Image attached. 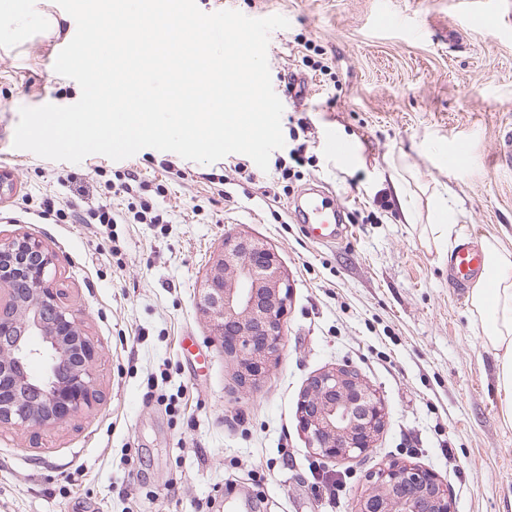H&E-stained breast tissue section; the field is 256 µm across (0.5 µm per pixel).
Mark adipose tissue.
<instances>
[{"mask_svg": "<svg viewBox=\"0 0 512 512\" xmlns=\"http://www.w3.org/2000/svg\"><path fill=\"white\" fill-rule=\"evenodd\" d=\"M482 250L492 262L494 275L473 289L471 302L488 343L497 352V386L504 396L502 414L512 424V251L491 240L483 242Z\"/></svg>", "mask_w": 512, "mask_h": 512, "instance_id": "obj_1", "label": "adipose tissue"}]
</instances>
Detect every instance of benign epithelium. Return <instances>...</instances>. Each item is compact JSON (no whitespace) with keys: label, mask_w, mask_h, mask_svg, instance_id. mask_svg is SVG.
I'll use <instances>...</instances> for the list:
<instances>
[{"label":"benign epithelium","mask_w":512,"mask_h":512,"mask_svg":"<svg viewBox=\"0 0 512 512\" xmlns=\"http://www.w3.org/2000/svg\"><path fill=\"white\" fill-rule=\"evenodd\" d=\"M54 256L25 234L0 240V426L46 428L90 408L97 351L50 287ZM291 285L275 252L258 238L226 236L199 286L198 312L236 366L241 387L258 386L283 348ZM42 347L34 349L30 338ZM44 363L39 376L27 364ZM308 447L321 459L366 454L384 429L379 391L348 365L313 375L299 402ZM356 512H454L448 486L420 465L393 463L367 475Z\"/></svg>","instance_id":"obj_1"}]
</instances>
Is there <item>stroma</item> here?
I'll use <instances>...</instances> for the list:
<instances>
[{"instance_id": "1", "label": "stroma", "mask_w": 512, "mask_h": 512, "mask_svg": "<svg viewBox=\"0 0 512 512\" xmlns=\"http://www.w3.org/2000/svg\"><path fill=\"white\" fill-rule=\"evenodd\" d=\"M207 13L286 17L267 51L272 86L288 100L287 179L249 164H201L153 148L115 161H53L14 148L20 107L67 106L78 83L56 54L76 23L56 0L0 11V238L26 233L56 254L53 286L98 349L97 397L49 429L0 427V512H355L364 476L400 460L433 470L455 512H512V426L501 414L497 354L469 293L448 284L457 244L512 250V169L495 147L512 128V0L465 12L453 0H197ZM458 32L460 43L448 41ZM315 49L330 75L307 68ZM356 148L348 168L326 154L327 131ZM461 168L448 166L459 144ZM133 193L121 192L127 170ZM408 181L405 222L388 178ZM114 223L44 219L64 206ZM339 197L347 232L308 240L288 206L311 180ZM458 213L452 234L431 222L437 198ZM162 223L135 219L140 201ZM265 240L287 273L285 348L260 385L241 389L196 306L225 236ZM349 365L383 397L385 427L367 454L317 458L300 429L310 377Z\"/></svg>"}]
</instances>
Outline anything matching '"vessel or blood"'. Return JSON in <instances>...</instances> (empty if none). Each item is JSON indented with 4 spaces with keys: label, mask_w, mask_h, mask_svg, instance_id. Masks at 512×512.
<instances>
[{
    "label": "vessel or blood",
    "mask_w": 512,
    "mask_h": 512,
    "mask_svg": "<svg viewBox=\"0 0 512 512\" xmlns=\"http://www.w3.org/2000/svg\"><path fill=\"white\" fill-rule=\"evenodd\" d=\"M344 206L332 193L315 187L301 192L289 204V213L296 223L304 225L309 238L319 244H328L343 235ZM490 276V264L479 250L460 244L452 253L448 282L455 288H467Z\"/></svg>",
    "instance_id": "vessel-or-blood-1"
}]
</instances>
